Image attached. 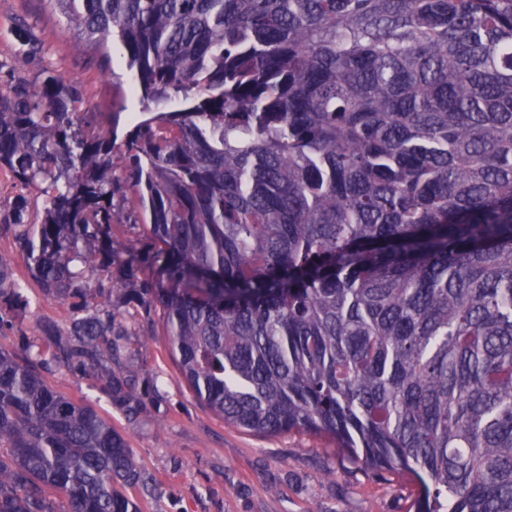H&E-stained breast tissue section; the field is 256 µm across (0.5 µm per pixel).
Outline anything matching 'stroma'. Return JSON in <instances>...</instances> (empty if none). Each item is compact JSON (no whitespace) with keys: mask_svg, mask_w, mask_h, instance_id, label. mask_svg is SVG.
<instances>
[{"mask_svg":"<svg viewBox=\"0 0 512 512\" xmlns=\"http://www.w3.org/2000/svg\"><path fill=\"white\" fill-rule=\"evenodd\" d=\"M20 23L48 48L47 57L17 52L13 30ZM48 57L80 86L78 111H116L124 122L138 111L137 98L114 82L125 73L119 53L103 59L100 50L68 31L64 18L46 9L43 0H0V63L5 66L0 82L13 75L38 80ZM0 254L10 258L15 283L28 300L12 326L0 329V348H48L38 325L46 321L64 328L67 304L47 296L33 281L11 235L0 234ZM112 310L127 369L147 390L139 422H128L113 406L100 371L52 364L43 377L71 400L92 404L126 438L150 479L148 487L129 491L141 512H409L413 484L349 463L327 437L254 435L224 423L181 379L162 308L146 314L117 299Z\"/></svg>","mask_w":512,"mask_h":512,"instance_id":"stroma-1","label":"stroma"}]
</instances>
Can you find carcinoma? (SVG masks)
<instances>
[{
    "mask_svg": "<svg viewBox=\"0 0 512 512\" xmlns=\"http://www.w3.org/2000/svg\"><path fill=\"white\" fill-rule=\"evenodd\" d=\"M47 2L117 42L141 110L118 147L55 63L0 87V169L44 197L0 224L71 303L51 357L0 348V512H138L125 437L40 369L107 362L140 417L95 298L145 263L139 306L225 422L327 434L414 512H512V0ZM25 307L0 254V328ZM139 224H115L112 228V239L114 246L119 251H124L127 248L142 246L140 237Z\"/></svg>",
    "mask_w": 512,
    "mask_h": 512,
    "instance_id": "carcinoma-1",
    "label": "carcinoma"
}]
</instances>
